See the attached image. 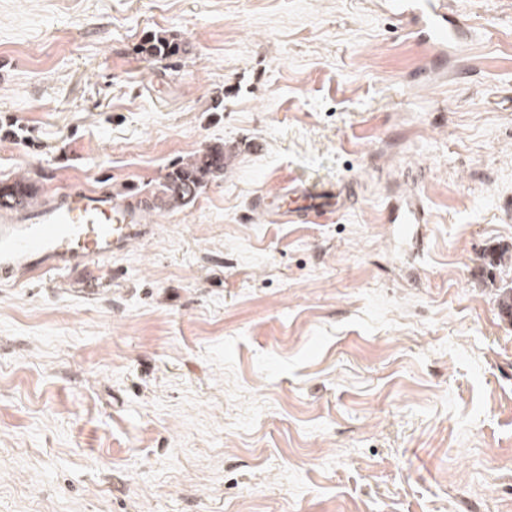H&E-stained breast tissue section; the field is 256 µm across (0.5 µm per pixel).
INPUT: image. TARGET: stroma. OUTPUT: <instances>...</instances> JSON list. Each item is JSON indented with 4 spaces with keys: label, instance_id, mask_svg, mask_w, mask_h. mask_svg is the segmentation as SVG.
Masks as SVG:
<instances>
[{
    "label": "stroma",
    "instance_id": "35a3bbf8",
    "mask_svg": "<svg viewBox=\"0 0 512 512\" xmlns=\"http://www.w3.org/2000/svg\"><path fill=\"white\" fill-rule=\"evenodd\" d=\"M455 3L477 72L410 92L369 0H0V181L238 149L126 252L0 284V512H512V0ZM293 176L347 209L262 212ZM139 51L146 58L163 61L179 55L182 43L175 34L154 32L145 36ZM390 222L392 224H420L424 220V212L404 201H388Z\"/></svg>",
    "mask_w": 512,
    "mask_h": 512
}]
</instances>
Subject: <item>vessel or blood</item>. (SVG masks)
<instances>
[{"mask_svg":"<svg viewBox=\"0 0 512 512\" xmlns=\"http://www.w3.org/2000/svg\"><path fill=\"white\" fill-rule=\"evenodd\" d=\"M379 7L397 29L428 50L420 69L421 84H431L444 76L446 66L468 58L475 34L450 0H380ZM344 198L342 183L313 186L296 179L287 192L265 196L264 206L290 221L308 224L337 212ZM387 207L394 224L424 219L420 209L404 201L388 202ZM149 231L141 213L113 200L111 193L68 188L60 201H47L38 213L0 216V283L12 282L22 272L39 277L92 266L123 253Z\"/></svg>","mask_w":512,"mask_h":512,"instance_id":"obj_1","label":"vessel or blood"}]
</instances>
